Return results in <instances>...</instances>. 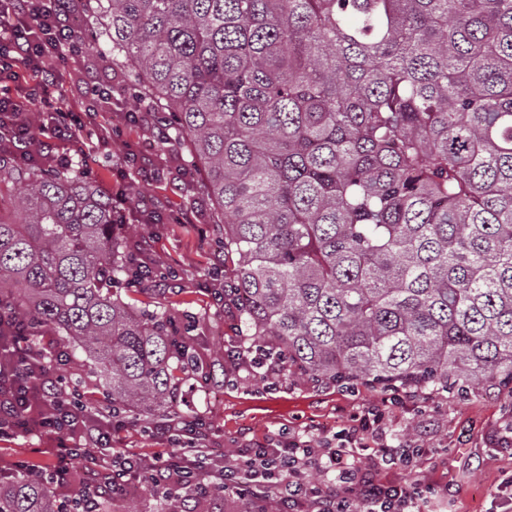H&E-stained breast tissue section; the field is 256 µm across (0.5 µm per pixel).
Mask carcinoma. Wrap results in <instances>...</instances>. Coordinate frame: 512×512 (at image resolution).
I'll return each mask as SVG.
<instances>
[{
  "instance_id": "obj_1",
  "label": "carcinoma",
  "mask_w": 512,
  "mask_h": 512,
  "mask_svg": "<svg viewBox=\"0 0 512 512\" xmlns=\"http://www.w3.org/2000/svg\"><path fill=\"white\" fill-rule=\"evenodd\" d=\"M133 97L203 172L244 348L314 386L512 384V0H80ZM0 314L105 367L112 410L176 417L189 328L114 284L138 260L76 168L0 153ZM155 512H214L218 500ZM0 512H59L43 474Z\"/></svg>"
}]
</instances>
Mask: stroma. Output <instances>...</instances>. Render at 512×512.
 <instances>
[{
  "label": "stroma",
  "instance_id": "35a3bbf8",
  "mask_svg": "<svg viewBox=\"0 0 512 512\" xmlns=\"http://www.w3.org/2000/svg\"><path fill=\"white\" fill-rule=\"evenodd\" d=\"M127 77L112 67L110 56L94 50L66 63L56 93L61 105L74 112L93 106L103 127L112 129L110 139L93 145L94 157L136 151L135 165L151 174L149 180L125 175L116 169L96 167L94 178L110 192L128 190L124 212L137 234L152 237L149 259L172 267L176 277L169 285L141 281L133 297L145 303L160 302L194 324V343L205 362L223 359L239 345L240 325L229 306L217 301L215 291L224 286L218 271L224 266V243L218 238L216 216L202 192V177L190 164L188 148H163L142 116L147 105L129 96ZM104 89L103 99L92 102L89 86ZM140 120H132V113ZM151 195L163 199L167 210L155 219H140L138 199ZM137 234L123 235L126 248H133ZM261 373L243 375L237 386L222 380L197 386L182 384L175 408L186 418H201L209 425L218 448H236L283 430L318 433L335 430L364 408L380 403L383 392L357 386L355 392L337 388L317 389L293 378L270 392ZM512 422V388L485 386L460 395L456 390H438L410 399L392 409L388 426L393 437L419 435L434 453L433 459L417 468L422 483L448 486L446 500L434 502L435 512H507L508 494L504 482L512 477V447L498 438L505 424Z\"/></svg>",
  "mask_w": 512,
  "mask_h": 512
}]
</instances>
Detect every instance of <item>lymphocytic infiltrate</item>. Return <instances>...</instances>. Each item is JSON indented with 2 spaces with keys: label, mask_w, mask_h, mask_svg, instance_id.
Masks as SVG:
<instances>
[{
  "label": "lymphocytic infiltrate",
  "mask_w": 512,
  "mask_h": 512,
  "mask_svg": "<svg viewBox=\"0 0 512 512\" xmlns=\"http://www.w3.org/2000/svg\"><path fill=\"white\" fill-rule=\"evenodd\" d=\"M67 2L0 0V139H7L13 154L22 158L33 157L34 145H41L56 166L71 165L73 158L55 154V143L91 140L96 126L95 113L80 115L60 106L43 112L37 128L25 116L30 102H50L60 66L82 50L76 38L77 17ZM27 71L40 79L24 95H15L12 85ZM11 326L14 361L0 366V436L24 434L56 441L47 475L61 486L76 476L69 466L71 457L93 445L97 462L84 468L87 512H94L100 498L134 488L156 486L180 495L186 478L201 468L208 478L198 485L199 494L207 497L218 486H237L252 512H265L269 502L276 504L277 512H413L418 497L435 492L431 486L422 489L414 482L384 478L389 466L411 467L425 450L409 440L389 445L383 415L374 408L332 436L315 439L297 433L233 449L221 459L207 447V428L197 420L153 428V436L175 443V450L146 457L120 447L123 417L116 414L94 423L70 395L53 396L67 355L40 350L20 320H12ZM314 460L326 482L307 478Z\"/></svg>",
  "instance_id": "obj_1"
}]
</instances>
